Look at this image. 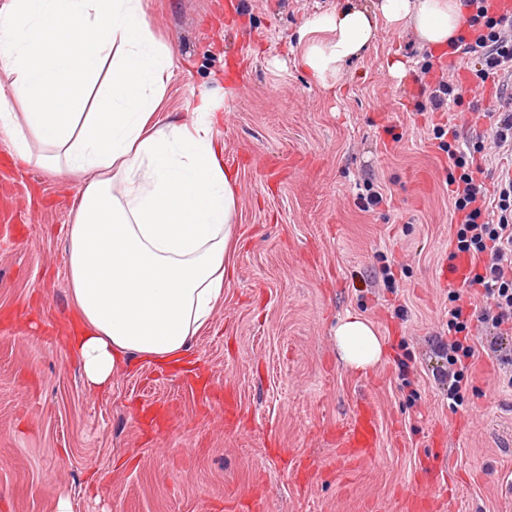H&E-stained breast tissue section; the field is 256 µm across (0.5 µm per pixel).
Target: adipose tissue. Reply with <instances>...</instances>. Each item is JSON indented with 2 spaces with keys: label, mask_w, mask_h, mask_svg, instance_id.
Masks as SVG:
<instances>
[{
  "label": "adipose tissue",
  "mask_w": 512,
  "mask_h": 512,
  "mask_svg": "<svg viewBox=\"0 0 512 512\" xmlns=\"http://www.w3.org/2000/svg\"><path fill=\"white\" fill-rule=\"evenodd\" d=\"M464 20L459 0L341 5L312 20L303 63L323 82L368 49L379 25L407 24L445 47ZM172 69L145 0H0V128L21 160L83 179L66 251L80 322L69 342L92 390L133 357L184 358L224 299L237 178L214 145L208 100L192 127L154 123ZM334 336L353 369L383 356L361 316L341 319Z\"/></svg>",
  "instance_id": "ef3b65f1"
}]
</instances>
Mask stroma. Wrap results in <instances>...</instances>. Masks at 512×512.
<instances>
[{
	"label": "stroma",
	"mask_w": 512,
	"mask_h": 512,
	"mask_svg": "<svg viewBox=\"0 0 512 512\" xmlns=\"http://www.w3.org/2000/svg\"><path fill=\"white\" fill-rule=\"evenodd\" d=\"M174 62L162 106L197 121L208 98L237 175V245L224 302L181 368L146 359L91 391L68 349L65 256L81 181L22 164L0 131V512H224L253 494L265 512H405L406 495L445 512H512V388L473 359L460 403L438 378L456 248L448 157L433 128L486 130L467 106L415 109L426 48L413 28L379 26L340 78L301 63L311 21L342 0H146ZM406 65L390 74L388 59ZM380 203L364 208L365 174ZM384 342L360 371L336 353L346 315ZM232 390L239 423L224 424ZM380 439L352 466L335 443L357 402ZM448 469L415 483L421 457ZM318 461L310 481L301 458Z\"/></svg>",
	"instance_id": "stroma-1"
}]
</instances>
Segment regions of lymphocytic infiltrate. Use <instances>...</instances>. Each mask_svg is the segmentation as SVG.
<instances>
[{"mask_svg":"<svg viewBox=\"0 0 512 512\" xmlns=\"http://www.w3.org/2000/svg\"><path fill=\"white\" fill-rule=\"evenodd\" d=\"M471 12L468 27L473 38L457 36L453 48L463 49L475 64L480 81L512 71V17L490 14L488 0H466ZM435 138L445 139L448 155V198L457 219L456 247L471 255L475 272L471 278L486 306L479 319L507 335L512 330V171L502 170L495 191H488L479 156L485 150L483 133L462 138L456 125L435 127ZM471 316L456 304L448 310V338L438 341L437 351L448 367L441 380L448 394L460 397L468 382V362L476 352Z\"/></svg>","mask_w":512,"mask_h":512,"instance_id":"f902f5d3","label":"lymphocytic infiltrate"}]
</instances>
